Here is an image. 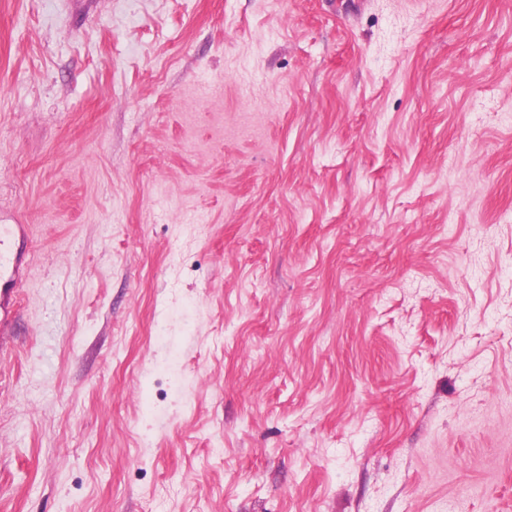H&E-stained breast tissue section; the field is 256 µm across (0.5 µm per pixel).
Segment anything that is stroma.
<instances>
[{
	"label": "stroma",
	"instance_id": "1",
	"mask_svg": "<svg viewBox=\"0 0 512 512\" xmlns=\"http://www.w3.org/2000/svg\"><path fill=\"white\" fill-rule=\"evenodd\" d=\"M0 512H512V0H0ZM16 225L2 224L0 226V284L14 285L21 281L20 265L17 255H14L9 246L5 249V240L9 238L10 242L16 233Z\"/></svg>",
	"mask_w": 512,
	"mask_h": 512
}]
</instances>
